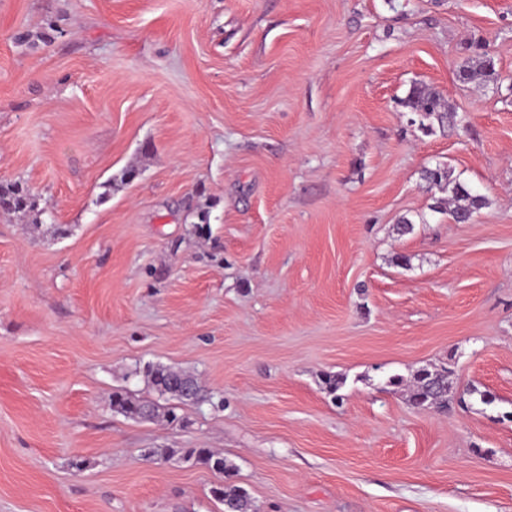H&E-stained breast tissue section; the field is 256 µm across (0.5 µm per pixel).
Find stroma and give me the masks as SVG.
Masks as SVG:
<instances>
[{"label":"stroma","instance_id":"35a3bbf8","mask_svg":"<svg viewBox=\"0 0 512 512\" xmlns=\"http://www.w3.org/2000/svg\"><path fill=\"white\" fill-rule=\"evenodd\" d=\"M417 83L453 126L410 125ZM438 163L473 223L432 211ZM14 182L40 213L0 215V512H222L185 448L255 512H512V0H0ZM444 367L445 412L387 383ZM422 176L430 191L436 189L443 192L449 189L451 199L435 198L431 208L437 213H448L455 222L473 217L486 203L485 197L475 192L467 183L459 180L450 181L448 167L445 165L428 167L423 171ZM450 185H452L451 188H449ZM145 376L151 386L161 395H169L182 405H192L206 398L202 384L193 374L176 371L162 365H152L146 368ZM180 386L195 387L196 391L199 393L197 402L187 400L181 396L179 391ZM112 408L132 418H154L158 416V406L154 402L136 397L132 392L117 391L112 394ZM183 458L186 461L192 460L194 464L203 465L224 474L226 478L224 483L212 491L214 497L224 505V512H227L225 510L231 512L253 511V505L247 490L232 480L234 466L228 464L222 454L209 448H189L184 452Z\"/></svg>","mask_w":512,"mask_h":512}]
</instances>
